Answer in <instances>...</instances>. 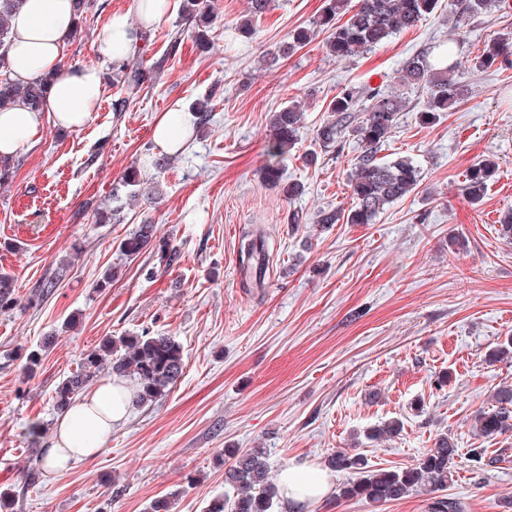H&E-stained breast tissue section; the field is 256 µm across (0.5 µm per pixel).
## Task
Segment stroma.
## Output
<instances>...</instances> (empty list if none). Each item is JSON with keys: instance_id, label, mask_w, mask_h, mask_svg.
I'll return each mask as SVG.
<instances>
[{"instance_id": "1", "label": "stroma", "mask_w": 512, "mask_h": 512, "mask_svg": "<svg viewBox=\"0 0 512 512\" xmlns=\"http://www.w3.org/2000/svg\"><path fill=\"white\" fill-rule=\"evenodd\" d=\"M184 0L147 35L144 58L153 85L113 84L110 61L94 46L113 13L135 15L136 0H91L81 38L66 42L68 67L98 66L100 105L81 129L45 125L0 187V273L28 298L60 265L69 272L37 306L0 314V491L17 494L14 512H150L169 499L172 512H207L223 497L226 447L267 450L272 475L292 464L325 469L336 450L361 454L370 468L401 469L445 432L460 448L443 495L465 512H512V436L484 438L472 429L500 383H512V359L486 354L512 336V242L499 216L512 206V69L472 70L494 37L512 32V5L454 30L447 8L351 60L326 52L317 26L325 0H270L250 34L238 24L249 0H207V45L179 25ZM306 46L287 51L296 29ZM451 49L468 90L452 111L421 124L426 94L404 84L405 58L435 45ZM406 97L380 155L412 158L418 188L387 206L373 223L321 227L320 211L351 207L348 181L361 147L348 137L331 148L316 138L332 97L345 86ZM127 98L125 111L113 100ZM207 102L210 119L190 136L169 169L148 165L158 153L156 119L174 105ZM298 103L304 121L285 162L293 200L264 183L271 118ZM492 157L499 172L479 204L460 185L467 169ZM139 167L137 198L122 197L120 219L96 223L95 208ZM156 226L155 246L126 258L119 245L137 224ZM263 226L270 262L263 288H246L239 260L245 232ZM466 238L452 255L448 237ZM178 259L160 264L158 247ZM111 286L97 282L109 268ZM163 334L183 348L181 379L156 403L131 408L114 424L101 454L24 489L43 454L33 421L54 429L55 388L103 337ZM44 346L33 375L12 354ZM445 386H438V379ZM403 423L389 440L369 429ZM503 454L494 468L468 451ZM345 473L306 512H431L423 492L376 505L346 500Z\"/></svg>"}]
</instances>
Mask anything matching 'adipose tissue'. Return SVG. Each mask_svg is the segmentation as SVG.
I'll return each instance as SVG.
<instances>
[{
  "mask_svg": "<svg viewBox=\"0 0 512 512\" xmlns=\"http://www.w3.org/2000/svg\"><path fill=\"white\" fill-rule=\"evenodd\" d=\"M172 8L173 0H138V21L134 24L125 14H113L95 44L96 54L112 61L125 58L141 35L157 26ZM73 22L72 0H23L13 13V79L25 82L50 73L55 80L43 110H31L19 101L0 111V157L11 159L29 150L45 124L77 130L97 110L102 93L101 71L94 66L63 65L64 37ZM191 120V113L177 108L162 114L154 128L156 144L169 152L183 150ZM130 400L129 389L112 378L85 391L56 422L45 450L47 470H67L97 455L110 438L113 425L127 418ZM330 489L327 473L303 464L288 466L279 477L280 495L299 506L325 497Z\"/></svg>",
  "mask_w": 512,
  "mask_h": 512,
  "instance_id": "ef3b65f1",
  "label": "adipose tissue"
}]
</instances>
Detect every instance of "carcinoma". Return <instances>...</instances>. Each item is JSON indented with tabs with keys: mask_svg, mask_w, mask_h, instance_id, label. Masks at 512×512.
<instances>
[{
	"mask_svg": "<svg viewBox=\"0 0 512 512\" xmlns=\"http://www.w3.org/2000/svg\"><path fill=\"white\" fill-rule=\"evenodd\" d=\"M185 20L203 22L208 19L202 0H185ZM269 0H250L249 16L239 28L246 33L253 20L262 16ZM439 0H359L348 19L338 25L336 17L348 11L347 0H325L322 15L316 25L329 30L326 50L337 60L358 57L385 44L390 35L399 30L414 28L433 12ZM20 0H0V110L19 100L31 108L44 104L51 76H40L27 83L11 78L10 21ZM490 0H448V11L454 28L469 25L473 16L486 10ZM431 52L413 55L402 66V77L409 85L424 89L427 101L417 119L429 124L441 112L454 109L468 90L455 75V67L440 59L430 60ZM495 65L512 68V41L498 37L485 45L476 58L474 67L490 69ZM117 76L130 86L138 87L155 78L154 67L136 60L115 67ZM364 105V118L354 122L353 114ZM406 100L387 94L377 88L359 91L346 87L328 106L334 119L317 129V140L326 148L351 135L361 144L354 173L349 180L352 207L347 213L336 210L318 215L319 224H371L387 206L413 192L419 183V170L406 157L385 162L377 157L381 147L392 137ZM302 120V112L294 103L272 115V137L266 152L268 161L261 169L262 180L282 190L287 198L300 193L297 183L284 179L281 161L295 145V134ZM498 163L484 158L466 174L462 192L472 203L482 201L488 185L494 180ZM155 237V226L139 224L120 243V251L130 258L139 256ZM240 258L243 269L253 270V280L246 287H262V277L269 263L265 236L252 231L241 241ZM22 305L16 294L14 279L0 273V313H8ZM185 367L183 349L172 337L106 336L82 358L78 367L54 390V408L63 412L70 408L78 395L99 373L106 371L133 384L132 403L150 406L164 397L170 387L182 376ZM492 407L480 410L474 416L478 435L495 437L512 431V384L502 383L493 389ZM459 455L457 442L442 432L416 462L400 470L366 469L365 460L347 451L337 450L327 457L328 466L338 472L353 475L340 489V497L360 498L373 504H384L403 499L419 491L444 490L451 480V467ZM224 484L233 490V496L218 499L210 505V512H278L279 497L263 448L224 449Z\"/></svg>",
	"mask_w": 512,
	"mask_h": 512,
	"instance_id": "cac0c4a2",
	"label": "carcinoma"
}]
</instances>
